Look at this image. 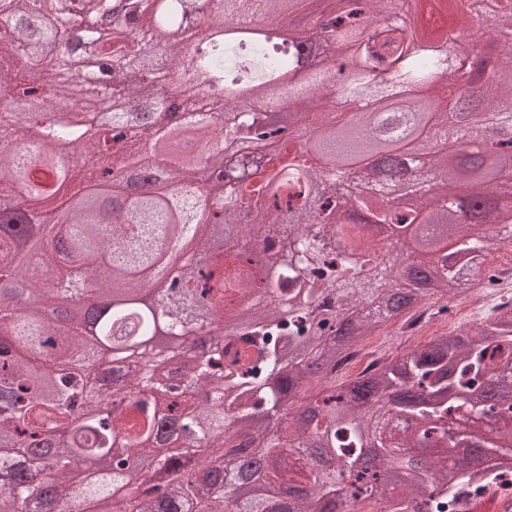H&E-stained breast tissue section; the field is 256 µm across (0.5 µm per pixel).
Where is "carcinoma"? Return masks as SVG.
I'll use <instances>...</instances> for the list:
<instances>
[{
	"instance_id": "obj_1",
	"label": "carcinoma",
	"mask_w": 512,
	"mask_h": 512,
	"mask_svg": "<svg viewBox=\"0 0 512 512\" xmlns=\"http://www.w3.org/2000/svg\"><path fill=\"white\" fill-rule=\"evenodd\" d=\"M255 2L268 19L302 0ZM225 0H0V132L21 131L17 152L0 142V512H340L339 487L350 500L378 497L387 512H444L448 501L480 497L512 473V387L490 402L487 387L512 374V308L471 334L461 330L411 344L376 370L336 384V364L353 345L426 296L456 299L496 245V227L512 225V185L493 188L512 155L478 149L442 154L441 199L398 207L386 197L401 181L405 153L384 126L351 113L341 129L312 137L323 120L313 97L334 69L340 97L389 120L406 113L412 127L429 123L448 140L491 127L512 145V0H434L431 8L457 23L485 16L498 52L481 61L482 95L449 92L455 77L441 47L448 33L381 23L407 0H355L339 21L328 19L286 42L249 30L226 39L236 22ZM339 57L315 63L319 44ZM97 45L112 62L103 82L82 46ZM259 87L247 111L235 93ZM419 87L429 97L401 93ZM293 103L288 137L269 153L247 148L266 139L267 101ZM436 99L447 111L434 112ZM193 111L203 146L194 171L178 147L164 142L159 117ZM126 127L157 137L158 149L114 148ZM343 166L381 162L364 173L381 190L336 203L326 171L296 164L303 139ZM92 154L115 174L84 188L76 153ZM161 168L179 180L176 194L160 184L138 190L132 172ZM229 180L238 191L200 194L198 183ZM67 197L61 228L48 236L38 202ZM224 212V233L244 238L249 216L286 235L274 276L288 306L273 301L251 311L267 279L254 252L213 251L211 264L176 277L183 293L166 302L164 344L153 343L156 319L136 299L162 274L160 252L200 235L208 212ZM428 225L418 239L426 260L398 284L396 270L365 273L380 248L368 226ZM85 267L98 299L122 300L81 323L62 303ZM368 298L378 312L352 320ZM222 316L225 340L205 350L187 343L199 309ZM48 353L67 365L55 379L33 370L22 351ZM162 359L176 361L164 379ZM208 389L213 399L181 417L178 399ZM236 421L225 424L229 407ZM392 406L414 427L398 431ZM298 407L301 417L283 418ZM476 415L464 431L448 421ZM70 426L49 448L44 477L27 474L31 450L45 443L42 423ZM311 438L321 455L341 463L316 470L291 451ZM433 449L426 481L403 478L400 448ZM164 452L158 453L156 449ZM477 449L474 461L471 449Z\"/></svg>"
}]
</instances>
